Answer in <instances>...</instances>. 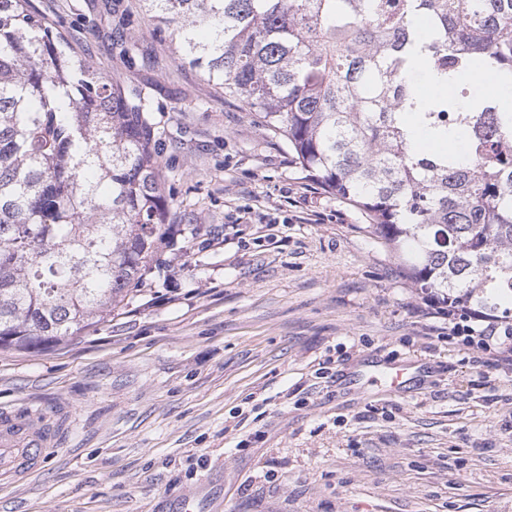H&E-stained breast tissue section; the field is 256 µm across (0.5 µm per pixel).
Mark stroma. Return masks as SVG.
I'll return each mask as SVG.
<instances>
[{
  "label": "stroma",
  "instance_id": "1",
  "mask_svg": "<svg viewBox=\"0 0 512 512\" xmlns=\"http://www.w3.org/2000/svg\"><path fill=\"white\" fill-rule=\"evenodd\" d=\"M32 3L152 100L178 234L109 321L0 350V411L61 433L0 512H177L192 490L208 512H512V371L449 336L367 214L179 64L140 0Z\"/></svg>",
  "mask_w": 512,
  "mask_h": 512
}]
</instances>
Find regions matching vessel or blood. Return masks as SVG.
Returning a JSON list of instances; mask_svg holds the SVG:
<instances>
[{
	"label": "vessel or blood",
	"mask_w": 512,
	"mask_h": 512,
	"mask_svg": "<svg viewBox=\"0 0 512 512\" xmlns=\"http://www.w3.org/2000/svg\"><path fill=\"white\" fill-rule=\"evenodd\" d=\"M57 444L56 430L39 413L19 418L0 412V478L19 480L29 475L41 456Z\"/></svg>",
	"instance_id": "vessel-or-blood-1"
}]
</instances>
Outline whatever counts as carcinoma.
<instances>
[{
    "mask_svg": "<svg viewBox=\"0 0 512 512\" xmlns=\"http://www.w3.org/2000/svg\"><path fill=\"white\" fill-rule=\"evenodd\" d=\"M140 2L181 64L369 214L414 288L512 324V112L465 86L482 61L512 76V0ZM423 51L447 89L429 100ZM151 112L30 0H0V349L107 321L169 247ZM415 125L464 150L418 149Z\"/></svg>",
    "mask_w": 512,
    "mask_h": 512,
    "instance_id": "carcinoma-1",
    "label": "carcinoma"
}]
</instances>
